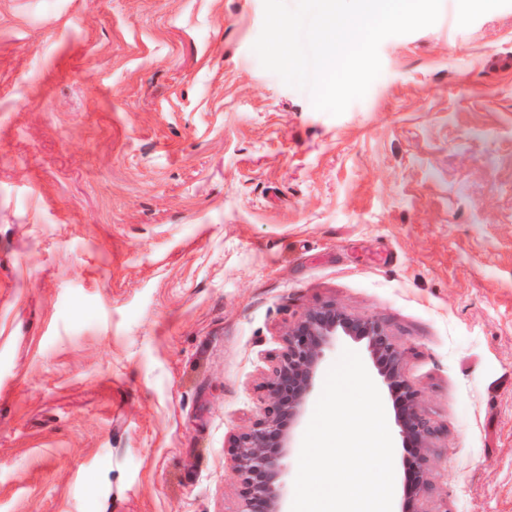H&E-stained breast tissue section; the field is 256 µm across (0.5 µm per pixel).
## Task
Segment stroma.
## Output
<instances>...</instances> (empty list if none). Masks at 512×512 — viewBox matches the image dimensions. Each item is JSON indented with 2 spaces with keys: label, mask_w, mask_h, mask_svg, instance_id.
Listing matches in <instances>:
<instances>
[{
  "label": "stroma",
  "mask_w": 512,
  "mask_h": 512,
  "mask_svg": "<svg viewBox=\"0 0 512 512\" xmlns=\"http://www.w3.org/2000/svg\"><path fill=\"white\" fill-rule=\"evenodd\" d=\"M263 0H0V512H240L283 334L384 324L438 429L407 512H512V0H442L339 116Z\"/></svg>",
  "instance_id": "1"
}]
</instances>
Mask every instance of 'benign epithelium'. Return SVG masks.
<instances>
[{
  "label": "benign epithelium",
  "mask_w": 512,
  "mask_h": 512,
  "mask_svg": "<svg viewBox=\"0 0 512 512\" xmlns=\"http://www.w3.org/2000/svg\"><path fill=\"white\" fill-rule=\"evenodd\" d=\"M339 336L365 343L392 405L402 445L413 450L414 457L405 461L409 478L403 485V497L420 499L431 490L437 432L404 376L405 350L381 322L352 317L326 304L308 310L287 329L265 385V406L251 427L233 439L241 512H283L282 477L290 452V426L303 415L323 355Z\"/></svg>",
  "instance_id": "obj_1"
}]
</instances>
